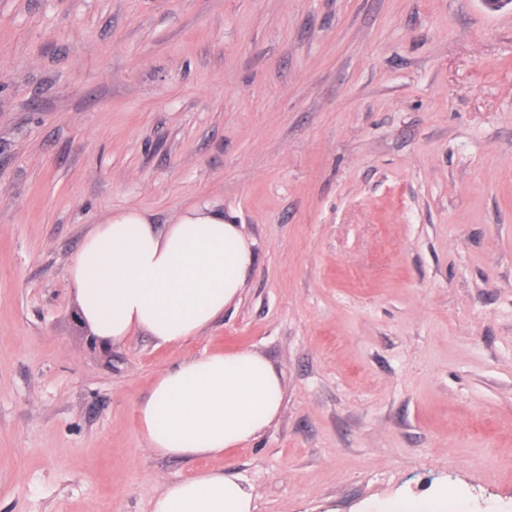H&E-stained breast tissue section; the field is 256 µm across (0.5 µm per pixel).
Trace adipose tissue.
<instances>
[{"instance_id":"adipose-tissue-1","label":"adipose tissue","mask_w":512,"mask_h":512,"mask_svg":"<svg viewBox=\"0 0 512 512\" xmlns=\"http://www.w3.org/2000/svg\"><path fill=\"white\" fill-rule=\"evenodd\" d=\"M254 262L235 221L196 205L159 227L139 210L93 225L67 270L80 321L107 345L137 332L179 346L236 301ZM278 374L250 351L203 352L162 371L138 409L146 448L220 456L259 437L281 410ZM251 489L210 471L165 483L153 512H252Z\"/></svg>"}]
</instances>
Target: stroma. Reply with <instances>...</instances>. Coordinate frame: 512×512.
I'll return each mask as SVG.
<instances>
[{"instance_id":"stroma-1","label":"stroma","mask_w":512,"mask_h":512,"mask_svg":"<svg viewBox=\"0 0 512 512\" xmlns=\"http://www.w3.org/2000/svg\"><path fill=\"white\" fill-rule=\"evenodd\" d=\"M240 298L181 346H101L91 226L203 203ZM248 350L254 441L148 451L164 369ZM221 471L254 512H512V12L481 0H0V512H151Z\"/></svg>"}]
</instances>
